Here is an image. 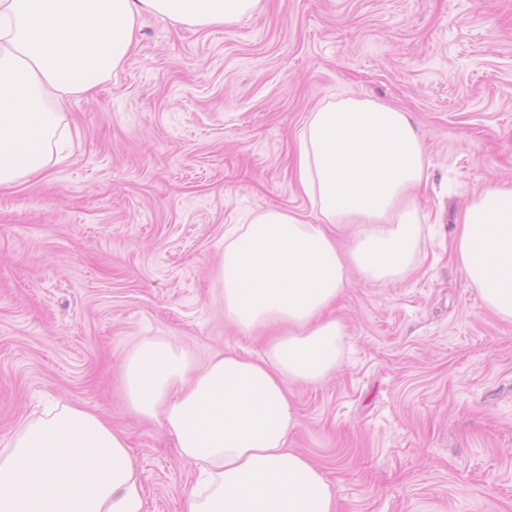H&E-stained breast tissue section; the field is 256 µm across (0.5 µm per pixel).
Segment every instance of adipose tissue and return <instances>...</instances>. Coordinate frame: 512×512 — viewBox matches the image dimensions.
<instances>
[{"mask_svg":"<svg viewBox=\"0 0 512 512\" xmlns=\"http://www.w3.org/2000/svg\"><path fill=\"white\" fill-rule=\"evenodd\" d=\"M259 0H0V187L44 171L65 129L59 105L97 89L131 54L139 20L231 25ZM424 145L409 113L345 97L310 113L293 175L313 213L269 208L224 236V319L263 332L257 355L230 350L195 366L147 338L123 361L125 395L177 438L195 467L187 512H338L324 471L288 446V387L316 385L341 361L334 317L353 279L386 284L416 266L415 192ZM456 260L484 307L512 322V183L486 181L460 214ZM126 435L59 405L0 447V512H143Z\"/></svg>","mask_w":512,"mask_h":512,"instance_id":"obj_1","label":"adipose tissue"}]
</instances>
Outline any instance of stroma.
<instances>
[{
    "instance_id": "obj_1",
    "label": "stroma",
    "mask_w": 512,
    "mask_h": 512,
    "mask_svg": "<svg viewBox=\"0 0 512 512\" xmlns=\"http://www.w3.org/2000/svg\"><path fill=\"white\" fill-rule=\"evenodd\" d=\"M346 95L410 112L429 220L401 282L353 280L336 372L291 386L293 448L340 512H512V323L454 256L475 188L512 181V0H261L232 26L142 16L128 61L67 101V158L0 188V446L56 404L128 436L146 512H187L192 466L126 402L144 337L259 353L225 326L224 230L268 208L310 215L297 134Z\"/></svg>"
}]
</instances>
